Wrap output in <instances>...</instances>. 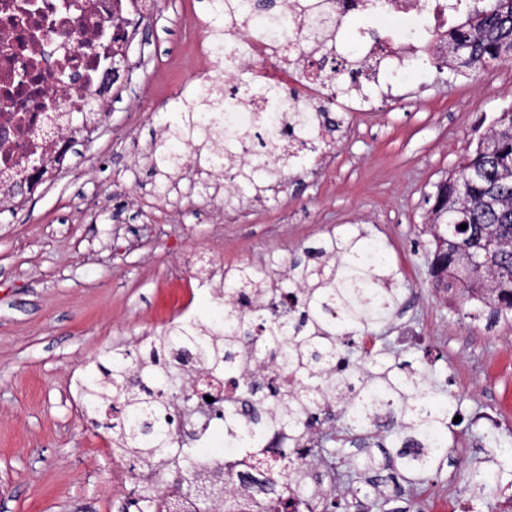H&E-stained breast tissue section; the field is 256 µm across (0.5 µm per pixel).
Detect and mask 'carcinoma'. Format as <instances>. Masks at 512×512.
Wrapping results in <instances>:
<instances>
[{"mask_svg": "<svg viewBox=\"0 0 512 512\" xmlns=\"http://www.w3.org/2000/svg\"><path fill=\"white\" fill-rule=\"evenodd\" d=\"M212 12L224 16V28L238 20L236 0H210ZM252 16L279 24L275 0H255ZM512 59V0H469L464 18L448 28V65L478 73L489 65ZM360 73L350 71L336 83V95L351 96ZM232 85H210L200 92L206 112L188 108L180 138L208 136L224 124V113L211 108L222 97L235 94ZM294 125L272 133L260 115L257 145L289 142ZM431 221L429 271L432 285L459 288L462 302L483 299L489 318L512 313V104L496 113L489 130L448 179L435 185ZM467 225L461 229V225ZM381 249L376 241L359 244V238L334 234L303 250L289 263L288 274L266 281L247 265L224 271V289L210 322H178L139 341L136 352L115 349L107 354L109 366L86 371L79 383L85 409L104 417L102 427L112 433V444L132 466L151 475L198 480L201 473L190 461L192 449L179 436L175 409L192 406L193 394L185 376L202 367L217 373L233 388L236 400L250 407L253 426L239 445L256 447L268 425L288 430L296 443L305 430L320 420L343 422L325 441L333 449L310 448L314 458L322 453L337 457L344 443L365 449L353 465L369 474L376 461L368 448L383 447L372 430L373 418L386 412L397 425L392 447L397 449V477L417 487L448 458V414L452 402H435L426 376L412 368L414 361L394 356L388 365L381 351L367 352L363 339L383 312H391L398 289L380 274L385 260L366 267L358 257ZM340 309L338 317L328 314ZM257 355L277 353L288 373V384L247 376L239 364L241 350ZM336 404L333 411L330 404ZM499 470L512 465V441H495ZM282 465L275 470L271 491L243 503L225 502V512H296L308 505L309 492L288 490L286 463L291 451H281ZM467 490L492 495L499 483L488 471L473 466L464 473ZM160 491L149 480L130 494L128 508L143 512ZM322 512H358L365 506L379 509L386 503L378 492L357 490L342 500L318 494Z\"/></svg>", "mask_w": 512, "mask_h": 512, "instance_id": "obj_1", "label": "carcinoma"}]
</instances>
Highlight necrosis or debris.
<instances>
[{
    "label": "necrosis or debris",
    "mask_w": 512,
    "mask_h": 512,
    "mask_svg": "<svg viewBox=\"0 0 512 512\" xmlns=\"http://www.w3.org/2000/svg\"><path fill=\"white\" fill-rule=\"evenodd\" d=\"M461 0H324L331 34L319 41L310 37L295 0H284L286 31L253 23L234 34V46L225 55L215 53L210 26L194 25L197 58L204 62V78L239 80L249 72L247 92L228 97L220 105L225 126L244 131L259 113L288 116L301 112L307 101L322 95L329 82L320 72V55L334 52L373 62L365 81L367 92L348 100L349 109L364 107L369 99L394 97L396 91L423 76L428 66L446 62L448 51L440 41L448 19ZM23 0H0V180H26L36 186L56 174L65 157V134L74 114L98 112L97 89L118 51L124 50L139 14L150 0H38L37 9L22 11ZM292 50L297 68L311 76L307 100L285 101L269 95L281 78L269 76L267 63L275 48ZM246 427L244 410H234L232 425L204 416H189L184 429L194 442L210 443L223 434L225 451L199 457L198 465H212L234 457L238 467L224 482L227 499L262 494L264 464L273 463V450L282 431L268 433L260 449L236 447Z\"/></svg>",
    "instance_id": "4bbe7bcc"
}]
</instances>
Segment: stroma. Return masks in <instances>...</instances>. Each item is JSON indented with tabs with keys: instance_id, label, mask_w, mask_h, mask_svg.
I'll return each mask as SVG.
<instances>
[{
	"instance_id": "stroma-1",
	"label": "stroma",
	"mask_w": 512,
	"mask_h": 512,
	"mask_svg": "<svg viewBox=\"0 0 512 512\" xmlns=\"http://www.w3.org/2000/svg\"><path fill=\"white\" fill-rule=\"evenodd\" d=\"M224 27L209 0H153L89 139L67 153L58 185L0 200V512H121L123 458L78 404L75 381L115 346L167 327L188 263L287 273L327 234L366 232L384 249L400 304L373 324L391 352L426 339L430 372L458 422L450 453L420 490L384 485L387 512H420L461 496L485 415L512 400V319L490 322L430 286V205L492 117L512 103V62L476 75L430 70L424 83L367 112L332 111L327 155L283 169L271 189L231 187L200 165L151 160L200 81L180 71L185 15Z\"/></svg>"
}]
</instances>
